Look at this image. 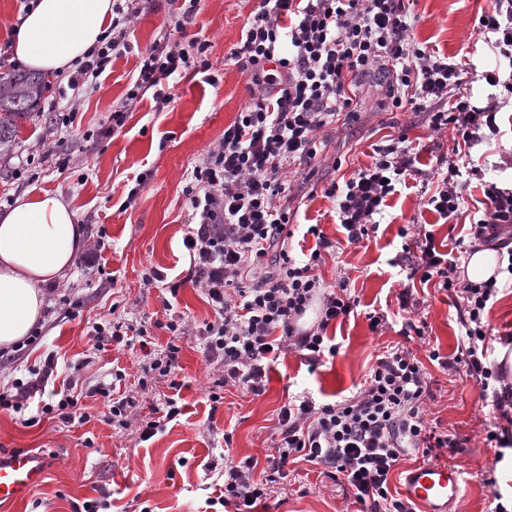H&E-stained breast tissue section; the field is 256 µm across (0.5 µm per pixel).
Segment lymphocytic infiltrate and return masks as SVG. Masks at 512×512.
I'll list each match as a JSON object with an SVG mask.
<instances>
[{
  "label": "lymphocytic infiltrate",
  "instance_id": "f902f5d3",
  "mask_svg": "<svg viewBox=\"0 0 512 512\" xmlns=\"http://www.w3.org/2000/svg\"><path fill=\"white\" fill-rule=\"evenodd\" d=\"M140 0H112V23L99 46L75 61L67 86L95 90L113 57L134 51L129 32L140 13ZM200 0H179L169 15L168 34L138 54L137 75L125 100L112 109V126H124L134 103L151 95L156 110L168 108L167 79L193 71L209 76L208 43L192 33ZM408 0H258L231 61L257 89L251 103L224 129L222 138L196 165L184 194L192 211L183 245L189 267L184 282L201 289L215 312L200 336L209 360L224 373L210 393L219 403L225 387L253 395L265 391L267 367L288 350L301 352L309 369L335 355L327 330L347 319L359 302L346 280L327 284L318 272L324 251L333 243L318 225L307 227L315 246L297 259L286 204L288 174L307 166L317 154V134L357 115L356 82L381 74L389 108L425 114L436 134L453 131L452 155H439L443 168L427 210L445 221L462 204L460 169L455 158L479 145L485 131H497L500 97H512V74L484 72L491 87L485 106L461 89L466 63L414 43ZM418 154L406 133L388 136L373 148L372 162L348 180L330 181L323 195L338 206L348 243L357 244L378 228L397 185L418 174ZM489 202L471 224L472 237L499 251L512 245V187L484 182ZM402 250L394 264L408 280L460 290L461 339L456 363L475 379L482 399L512 422V382L505 369L485 364L493 339L486 308L497 293L495 280L461 281L458 264L440 251L433 232L400 226ZM144 287L158 283L177 293L181 283L166 282L159 270L145 273ZM312 323H305L308 312ZM424 363L403 346L378 355L365 389L335 403L308 395L292 397L277 415V439L262 478L253 460L224 467V494L216 502L227 512H253L254 503L288 475L289 465L319 466L363 512H416L411 500L394 497L389 475L409 453L457 451L456 435L431 427L423 406L431 394Z\"/></svg>",
  "mask_w": 512,
  "mask_h": 512
}]
</instances>
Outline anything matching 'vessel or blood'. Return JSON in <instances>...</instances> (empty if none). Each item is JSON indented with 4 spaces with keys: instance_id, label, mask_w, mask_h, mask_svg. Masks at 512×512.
I'll list each match as a JSON object with an SVG mask.
<instances>
[{
    "instance_id": "1",
    "label": "vessel or blood",
    "mask_w": 512,
    "mask_h": 512,
    "mask_svg": "<svg viewBox=\"0 0 512 512\" xmlns=\"http://www.w3.org/2000/svg\"><path fill=\"white\" fill-rule=\"evenodd\" d=\"M49 460L27 452H17L0 462V504L23 500L39 485L46 474ZM462 477L447 462H430L411 469L406 477L404 491L419 505L420 512H449L461 491Z\"/></svg>"
}]
</instances>
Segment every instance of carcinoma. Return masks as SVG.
<instances>
[{"label": "carcinoma", "mask_w": 512, "mask_h": 512, "mask_svg": "<svg viewBox=\"0 0 512 512\" xmlns=\"http://www.w3.org/2000/svg\"><path fill=\"white\" fill-rule=\"evenodd\" d=\"M45 82L27 73L0 75V150L9 147L15 122L40 99Z\"/></svg>", "instance_id": "1"}]
</instances>
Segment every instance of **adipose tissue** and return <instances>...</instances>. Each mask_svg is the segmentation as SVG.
Listing matches in <instances>:
<instances>
[{
    "instance_id": "obj_1",
    "label": "adipose tissue",
    "mask_w": 512,
    "mask_h": 512,
    "mask_svg": "<svg viewBox=\"0 0 512 512\" xmlns=\"http://www.w3.org/2000/svg\"><path fill=\"white\" fill-rule=\"evenodd\" d=\"M112 22V0H36L12 35L13 60L27 68L68 73ZM86 247L76 210L61 194L17 196L0 213V349L29 336L43 318L48 285L63 280ZM512 260L493 250L471 253L465 275L504 282Z\"/></svg>"
}]
</instances>
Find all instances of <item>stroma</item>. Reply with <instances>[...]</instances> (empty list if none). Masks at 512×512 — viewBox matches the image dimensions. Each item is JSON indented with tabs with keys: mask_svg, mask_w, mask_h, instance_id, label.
I'll return each instance as SVG.
<instances>
[{
	"mask_svg": "<svg viewBox=\"0 0 512 512\" xmlns=\"http://www.w3.org/2000/svg\"><path fill=\"white\" fill-rule=\"evenodd\" d=\"M256 5L257 0L200 2L194 30L209 43L207 58L217 85L192 72L170 80L169 108L155 111L151 96H144L128 112L124 126L104 137L100 131L111 123V106L124 100L136 75V55H122L108 65L94 92L66 95L55 111L29 112L19 121L9 151L0 154V212L24 192H56L72 202L86 236L104 233L106 245L99 263L74 264L50 292L38 338L0 358V390H5L14 382L32 380L46 358L54 357L57 366L49 387L62 388L64 380L78 377L79 389L86 392L81 403L90 417L84 424L44 417L27 427L17 414L0 411V456L35 452L52 463L43 482L23 502L1 506L0 512H85L93 500L107 502V512H220L213 500L224 490L225 462L250 457L259 468H266L277 414L289 395L306 392L320 403L352 396L363 386L377 355L400 343L396 297L406 277L392 264L401 249L399 226L426 225L448 249L463 246L460 258L468 260L476 246L468 236L469 225L483 214L485 201L482 180L470 175V167L481 168L484 180L512 185L511 98L497 115L499 133L484 138L459 161L463 204L453 223H438L436 215L423 208L437 184L435 168L425 153L420 157L425 176L409 181L390 199L376 235L348 244L334 201L321 193L324 183L369 165L374 144L402 128L417 145L437 142L446 152L454 145L452 132L432 133L421 115L390 111L379 77L362 76L357 120L324 128L317 157L289 178L288 206L296 212V223L321 225L336 244L319 268L323 279L331 284L346 277L360 301L354 316L327 330L337 345L335 357L325 359L311 374L299 353L286 352L273 363L263 395L230 387L218 405L209 395L223 369L206 360L199 337L181 339L178 365L171 375L150 370L151 355L163 352L171 338L163 328L171 315L185 318L197 329L214 318L200 289L188 284L174 295L161 287L146 289L142 276L153 267L171 278L187 273L189 262L182 246L191 220L183 194L186 176L222 137L225 125L251 101L246 75L227 63L226 56L239 42ZM496 5V0H414L410 6L416 18L415 42L449 60L471 62L463 82L479 106L485 105L489 92L481 73L512 70V60L493 51L476 29L477 17ZM169 14V0H142L131 42L148 48L165 33ZM72 108L77 111L74 124L62 125L61 115ZM61 151L69 158L63 173L56 164ZM146 169L152 173L150 180L135 201H128L135 176ZM413 299L411 317L427 324L425 342L409 344L432 377L433 397L425 418L462 442L448 458L464 476L452 512H491L495 488L486 478L493 453L484 442L485 431L493 425L505 428L507 422L483 407L473 379L462 372L443 371L428 359L433 350L445 360L457 357L463 299L458 293L422 285L415 286ZM372 310L388 316L390 326L383 334L369 329L366 314ZM110 319L141 322L150 333L149 348L111 343L96 350L91 327ZM118 369L126 374L121 392L136 402L123 427L107 424L111 403L95 392L97 383L111 380ZM171 397L183 405L182 415L150 440H141L145 416ZM357 510L352 499L307 462L291 466L288 477L256 508V512Z\"/></svg>",
	"mask_w": 512,
	"mask_h": 512,
	"instance_id": "1",
	"label": "stroma"
}]
</instances>
